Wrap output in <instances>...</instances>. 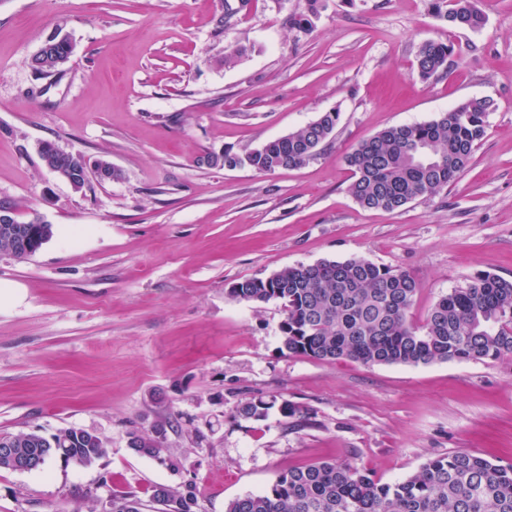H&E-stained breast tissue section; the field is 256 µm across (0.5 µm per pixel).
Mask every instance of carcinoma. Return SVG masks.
<instances>
[{"label": "carcinoma", "instance_id": "obj_1", "mask_svg": "<svg viewBox=\"0 0 512 512\" xmlns=\"http://www.w3.org/2000/svg\"><path fill=\"white\" fill-rule=\"evenodd\" d=\"M430 8L459 29L476 31L486 21L477 0H430ZM451 53L442 42H423L415 57L418 76L429 79L447 73ZM69 54L64 44L52 41L32 64L38 71L51 72ZM492 111V100L470 99L433 120L392 126L360 141L346 156L355 201L363 208L394 211L438 195L469 165ZM339 117L335 109L322 112L243 155L224 154V166L247 165L260 173L300 167L330 143ZM42 160L66 181L84 171V165L69 157L44 153ZM26 228L0 225V250L27 258L21 249ZM416 292L410 272L360 257L286 267L270 277L244 279L228 288L238 302L280 304L282 342L290 354L410 366L512 356V279L490 273L475 276L465 287L441 297L420 328L408 320ZM274 407L292 419L294 427L308 423L286 400L251 398L240 403L238 413L259 421ZM0 439L22 459L41 457L29 468L31 472L54 458L91 467L108 452L97 433L79 427L50 436L37 431L1 433ZM163 443L133 433L129 447L139 455L157 457ZM152 501L161 512H195L196 496L190 485L184 492L158 486ZM112 512H142V503L114 496ZM227 512H512V465L458 450L428 460L401 482L380 483L350 462H321L282 473L269 490L231 501Z\"/></svg>", "mask_w": 512, "mask_h": 512}]
</instances>
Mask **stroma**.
I'll return each mask as SVG.
<instances>
[{"label": "stroma", "mask_w": 512, "mask_h": 512, "mask_svg": "<svg viewBox=\"0 0 512 512\" xmlns=\"http://www.w3.org/2000/svg\"><path fill=\"white\" fill-rule=\"evenodd\" d=\"M479 31L428 0H0V205L55 233L35 254L0 252V432L69 427L108 446L97 465L0 470V512H77L86 493L149 503L192 485L197 512L269 489L288 469L347 461L382 482L467 449L512 465V359L363 365L288 353L276 302H238L245 278L362 257L410 271V321L480 273L512 279V0H480ZM59 72L31 59L53 38ZM448 73L413 68L426 40ZM239 56L225 66L229 51ZM496 104L470 166L396 211L350 192L345 157L387 127L472 98ZM338 109L331 146L296 169H227ZM51 142L115 178L74 188L43 163ZM274 398L261 421L241 401ZM165 427L160 457L130 433Z\"/></svg>", "instance_id": "stroma-1"}]
</instances>
